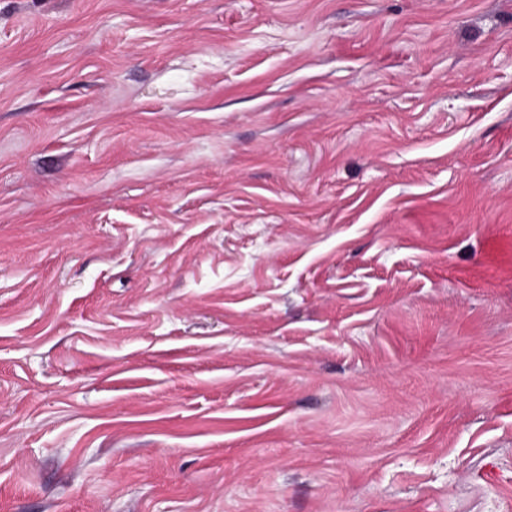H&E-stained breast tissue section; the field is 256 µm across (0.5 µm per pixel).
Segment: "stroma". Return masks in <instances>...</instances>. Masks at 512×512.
I'll return each instance as SVG.
<instances>
[{"label":"stroma","mask_w":512,"mask_h":512,"mask_svg":"<svg viewBox=\"0 0 512 512\" xmlns=\"http://www.w3.org/2000/svg\"><path fill=\"white\" fill-rule=\"evenodd\" d=\"M0 512H512V0H0Z\"/></svg>","instance_id":"stroma-1"}]
</instances>
